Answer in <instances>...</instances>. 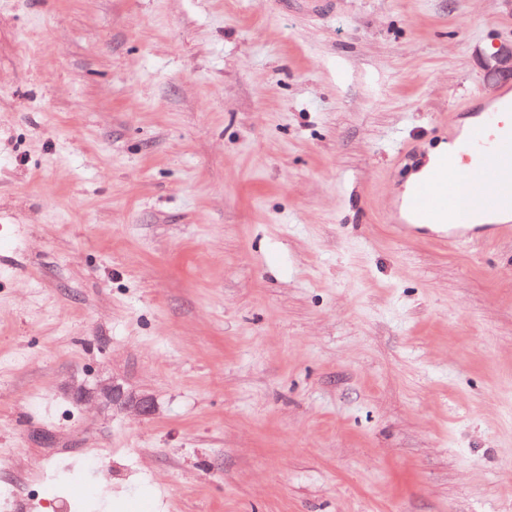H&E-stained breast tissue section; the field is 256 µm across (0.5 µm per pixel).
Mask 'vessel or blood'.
Segmentation results:
<instances>
[{
    "label": "vessel or blood",
    "instance_id": "b4317fda",
    "mask_svg": "<svg viewBox=\"0 0 512 512\" xmlns=\"http://www.w3.org/2000/svg\"><path fill=\"white\" fill-rule=\"evenodd\" d=\"M464 145L438 175L419 186L410 203L421 221L447 222L441 243L490 242L512 232L510 223H473L476 215L512 214V97L500 111L469 126Z\"/></svg>",
    "mask_w": 512,
    "mask_h": 512
}]
</instances>
